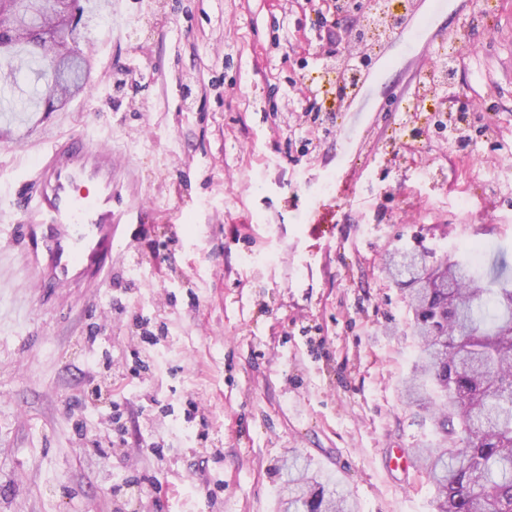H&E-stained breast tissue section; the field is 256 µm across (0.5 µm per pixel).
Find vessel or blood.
I'll return each instance as SVG.
<instances>
[{
	"label": "vessel or blood",
	"instance_id": "vessel-or-blood-1",
	"mask_svg": "<svg viewBox=\"0 0 512 512\" xmlns=\"http://www.w3.org/2000/svg\"><path fill=\"white\" fill-rule=\"evenodd\" d=\"M42 141L46 152L16 203L23 268L52 295L102 284L112 277V252L123 239L112 151L79 144L51 125Z\"/></svg>",
	"mask_w": 512,
	"mask_h": 512
}]
</instances>
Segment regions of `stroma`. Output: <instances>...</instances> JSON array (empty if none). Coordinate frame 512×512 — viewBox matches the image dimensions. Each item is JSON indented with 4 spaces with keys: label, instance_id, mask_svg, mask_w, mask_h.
<instances>
[{
    "label": "stroma",
    "instance_id": "obj_1",
    "mask_svg": "<svg viewBox=\"0 0 512 512\" xmlns=\"http://www.w3.org/2000/svg\"><path fill=\"white\" fill-rule=\"evenodd\" d=\"M490 2L435 13L419 0L432 14L419 42L386 43L340 109L320 64L346 47L349 21L321 0H118L98 13L80 42L91 80L64 131L111 141L129 238L111 281L59 302L21 267L0 270V310L24 305L0 325V512H280L277 467L296 454L359 512H434L425 472L389 465L432 425L400 393L418 341L383 263L473 242L481 263L512 261V195L489 183L512 182V0ZM448 43L487 134L475 148L419 135L425 115L410 109L427 47ZM45 119L0 112V243L42 153L15 138ZM140 316L160 345L136 350ZM216 478L211 499L202 485Z\"/></svg>",
    "mask_w": 512,
    "mask_h": 512
}]
</instances>
